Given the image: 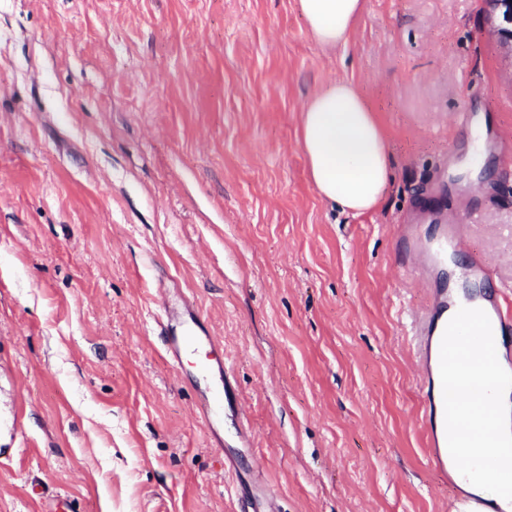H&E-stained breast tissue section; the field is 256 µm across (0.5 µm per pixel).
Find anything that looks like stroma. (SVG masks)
<instances>
[{"label":"stroma","mask_w":512,"mask_h":512,"mask_svg":"<svg viewBox=\"0 0 512 512\" xmlns=\"http://www.w3.org/2000/svg\"><path fill=\"white\" fill-rule=\"evenodd\" d=\"M487 11L366 0L326 48L299 0H0V512H240L260 478L279 512H451L410 314L473 253L512 291V49ZM339 77L391 161L359 215L300 146ZM465 197L466 249L418 280L397 225L437 237ZM183 298L233 367L220 445L163 352Z\"/></svg>","instance_id":"obj_1"}]
</instances>
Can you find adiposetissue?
<instances>
[{
	"mask_svg": "<svg viewBox=\"0 0 512 512\" xmlns=\"http://www.w3.org/2000/svg\"><path fill=\"white\" fill-rule=\"evenodd\" d=\"M314 38L346 45L364 0H300ZM301 146L318 196L345 212L376 208L390 179L384 130L358 83L339 78L312 96L301 117Z\"/></svg>",
	"mask_w": 512,
	"mask_h": 512,
	"instance_id": "obj_1",
	"label": "adipose tissue"
}]
</instances>
